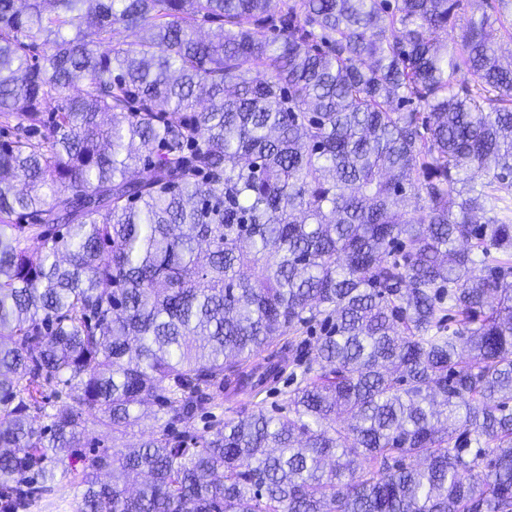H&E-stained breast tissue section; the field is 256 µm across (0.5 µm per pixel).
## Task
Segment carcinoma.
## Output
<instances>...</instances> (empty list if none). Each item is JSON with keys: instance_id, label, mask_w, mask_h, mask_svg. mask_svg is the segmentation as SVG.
Wrapping results in <instances>:
<instances>
[{"instance_id": "1", "label": "carcinoma", "mask_w": 512, "mask_h": 512, "mask_svg": "<svg viewBox=\"0 0 512 512\" xmlns=\"http://www.w3.org/2000/svg\"><path fill=\"white\" fill-rule=\"evenodd\" d=\"M272 3L0 0V485L512 512V0ZM316 324L287 406L188 430Z\"/></svg>"}]
</instances>
